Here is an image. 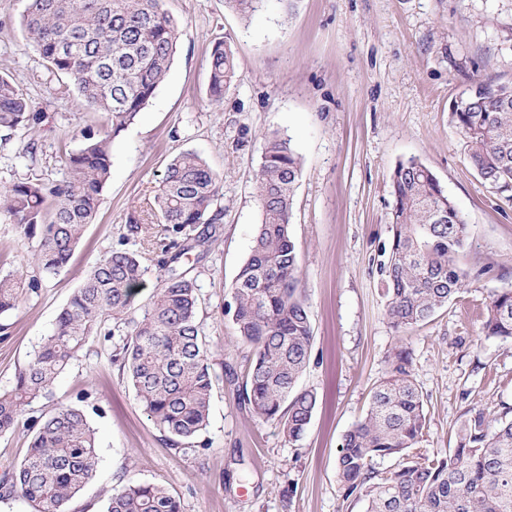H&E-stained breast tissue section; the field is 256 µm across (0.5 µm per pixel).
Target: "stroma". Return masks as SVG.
I'll use <instances>...</instances> for the list:
<instances>
[{
    "mask_svg": "<svg viewBox=\"0 0 512 512\" xmlns=\"http://www.w3.org/2000/svg\"><path fill=\"white\" fill-rule=\"evenodd\" d=\"M28 4L0 0V75L21 86L43 119L29 132H0V184L61 180L87 132L112 134V174L69 264L0 318L1 392L53 332L93 263L119 246L139 250L130 224H159L154 198L170 159L195 151L223 181L212 206L220 236L192 271L217 377L209 424L192 444L170 448L113 364L112 341L90 338L52 397L79 406L97 432L93 476L67 512H104L130 478L163 484L182 512H362L343 496L336 455L401 348L425 399L424 452L447 455L467 408L512 406V341L482 330L492 293L512 286V201L472 169L448 112L473 78L512 84V0H265L248 22L224 0H165L178 28L170 70L117 134L110 115L85 105L74 77L51 69L28 39L20 25ZM219 41L230 43L237 73L213 104L210 53ZM274 132L303 159L290 231L314 335L299 386L317 403L295 444L242 403L252 350L224 314L260 222L255 174ZM411 157L431 168L470 226L461 257L469 278L460 297L398 333L379 263L392 237L390 175ZM32 245L0 213V275L30 277ZM43 408L33 403L0 434V473L23 460L27 424Z\"/></svg>",
    "mask_w": 512,
    "mask_h": 512,
    "instance_id": "1",
    "label": "stroma"
}]
</instances>
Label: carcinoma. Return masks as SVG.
Listing matches in <instances>:
<instances>
[{
    "instance_id": "1",
    "label": "carcinoma",
    "mask_w": 512,
    "mask_h": 512,
    "mask_svg": "<svg viewBox=\"0 0 512 512\" xmlns=\"http://www.w3.org/2000/svg\"><path fill=\"white\" fill-rule=\"evenodd\" d=\"M262 2L225 0L243 19L252 18ZM23 26L50 67L73 76L81 98L112 116L115 135L163 82L177 43V25L164 0H30ZM210 58L207 96L217 103L234 82L236 64L225 42L213 47ZM449 112L474 171L511 201L512 85L475 79ZM40 120L20 86L0 76V129H28ZM83 138L59 182L0 185V212L37 240L27 259L36 270L31 290L40 276L68 265L111 177L110 137ZM302 169L290 140L266 136L256 173L261 222L224 310L237 338L252 349L243 403L258 418L280 423L290 443L302 439L316 406L313 391L297 388L313 343L290 234ZM391 188L392 240L382 248L380 270L389 323L405 332L462 292L467 274L458 258L469 228L421 161L399 163ZM221 190L219 177L197 153L182 152L170 161L156 196L161 233L141 224L129 227L162 254L151 302L140 314L133 305L147 272L146 252L113 249L103 255L60 312L53 333L17 370L13 388L0 392V434L16 428L26 407L52 397L57 380L94 335L118 337L113 362L126 371L171 446L191 443L206 428L215 379L196 318L199 285L187 261L190 252L202 254L218 239L211 207ZM200 224L205 229L191 235ZM22 293L20 278L0 276V316L18 307ZM482 326L488 338L512 339L511 287L491 295ZM31 429L23 461L0 476V499L18 496L30 512H66L93 475L95 431L71 405L51 406ZM427 431L424 396L412 379L410 354L401 350L374 388L366 416L345 433L338 450L336 475L345 497L361 500L365 512H512V409H467L445 457L421 452ZM386 457L405 463L395 471L377 470L375 462ZM105 512H181V503L164 485L131 478L112 493Z\"/></svg>"
}]
</instances>
